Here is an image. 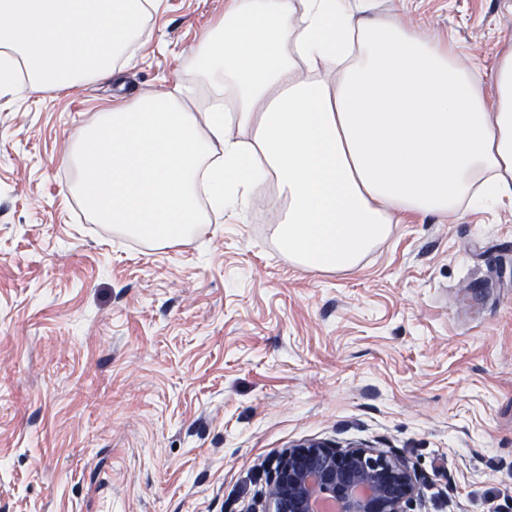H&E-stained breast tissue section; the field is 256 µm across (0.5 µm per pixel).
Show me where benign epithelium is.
I'll return each mask as SVG.
<instances>
[{
    "instance_id": "7a95c632",
    "label": "benign epithelium",
    "mask_w": 512,
    "mask_h": 512,
    "mask_svg": "<svg viewBox=\"0 0 512 512\" xmlns=\"http://www.w3.org/2000/svg\"><path fill=\"white\" fill-rule=\"evenodd\" d=\"M422 478L396 454L361 445L308 441L278 456L268 481L271 512H409Z\"/></svg>"
}]
</instances>
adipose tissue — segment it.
<instances>
[{
  "mask_svg": "<svg viewBox=\"0 0 512 512\" xmlns=\"http://www.w3.org/2000/svg\"><path fill=\"white\" fill-rule=\"evenodd\" d=\"M152 0H0V84L23 65L63 88L111 77ZM193 67L227 108L196 116L177 91L104 112L69 160L97 223L156 244L210 212L242 214L276 186L284 257L351 270L416 214L512 200V57L489 81L451 43L357 15L348 0H226Z\"/></svg>",
  "mask_w": 512,
  "mask_h": 512,
  "instance_id": "obj_1",
  "label": "adipose tissue"
}]
</instances>
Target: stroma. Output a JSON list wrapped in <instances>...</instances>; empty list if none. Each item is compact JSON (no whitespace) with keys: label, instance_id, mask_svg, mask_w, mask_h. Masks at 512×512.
<instances>
[{"label":"stroma","instance_id":"1","mask_svg":"<svg viewBox=\"0 0 512 512\" xmlns=\"http://www.w3.org/2000/svg\"><path fill=\"white\" fill-rule=\"evenodd\" d=\"M120 72L0 87V512H264L306 440L396 451L413 512H512V204L396 224L358 268L289 263L253 197L156 246L93 220L67 161L99 113L175 83L225 0H155ZM489 72L512 0H351Z\"/></svg>","mask_w":512,"mask_h":512}]
</instances>
